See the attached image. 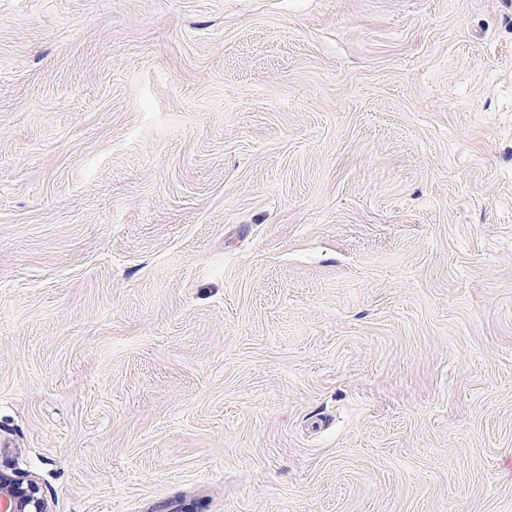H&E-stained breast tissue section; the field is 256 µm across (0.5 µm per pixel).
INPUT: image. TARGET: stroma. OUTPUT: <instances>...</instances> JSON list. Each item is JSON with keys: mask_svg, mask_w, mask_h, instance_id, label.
Returning a JSON list of instances; mask_svg holds the SVG:
<instances>
[{"mask_svg": "<svg viewBox=\"0 0 512 512\" xmlns=\"http://www.w3.org/2000/svg\"><path fill=\"white\" fill-rule=\"evenodd\" d=\"M0 471L512 512V0H0Z\"/></svg>", "mask_w": 512, "mask_h": 512, "instance_id": "1", "label": "stroma"}]
</instances>
